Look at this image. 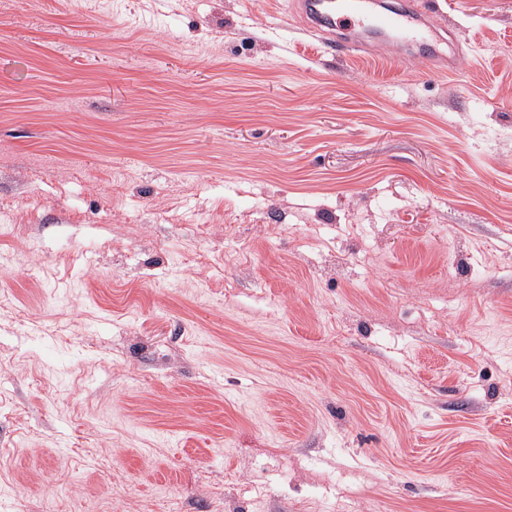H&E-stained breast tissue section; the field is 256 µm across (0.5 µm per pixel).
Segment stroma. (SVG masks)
<instances>
[{
    "label": "stroma",
    "instance_id": "obj_1",
    "mask_svg": "<svg viewBox=\"0 0 512 512\" xmlns=\"http://www.w3.org/2000/svg\"><path fill=\"white\" fill-rule=\"evenodd\" d=\"M420 3L0 0V512H512V0ZM301 13L314 32L333 36L326 45L336 53H344L355 47H366L358 40H336L338 30H352L356 26H373L388 34L426 42L431 39L437 25L426 12L413 7L392 9L382 14H371L368 0H302ZM333 33V34H332Z\"/></svg>",
    "mask_w": 512,
    "mask_h": 512
}]
</instances>
